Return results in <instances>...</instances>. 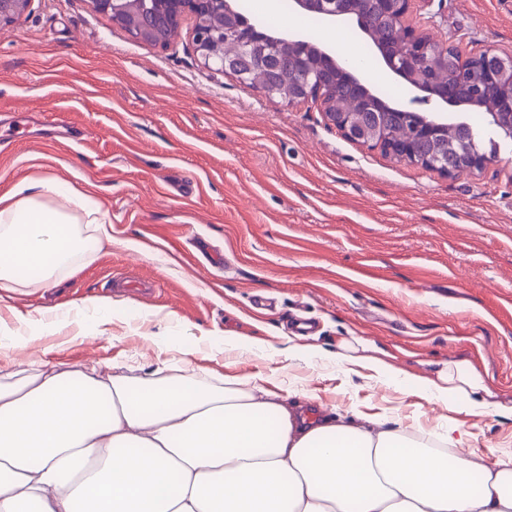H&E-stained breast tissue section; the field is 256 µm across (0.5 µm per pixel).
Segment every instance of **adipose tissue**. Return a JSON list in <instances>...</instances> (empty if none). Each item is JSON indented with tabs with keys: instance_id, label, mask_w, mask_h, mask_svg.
<instances>
[{
	"instance_id": "1",
	"label": "adipose tissue",
	"mask_w": 512,
	"mask_h": 512,
	"mask_svg": "<svg viewBox=\"0 0 512 512\" xmlns=\"http://www.w3.org/2000/svg\"><path fill=\"white\" fill-rule=\"evenodd\" d=\"M55 180L0 195V294L51 288L111 242L103 206ZM430 399L493 409L486 372L451 361ZM176 476L168 487V476ZM512 512V457L483 464L412 440L399 423L307 418L263 379L207 385L156 367L39 364L0 382V512Z\"/></svg>"
}]
</instances>
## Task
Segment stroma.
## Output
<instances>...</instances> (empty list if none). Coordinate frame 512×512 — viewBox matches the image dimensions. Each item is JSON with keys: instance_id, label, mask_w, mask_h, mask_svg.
<instances>
[{"instance_id": "obj_1", "label": "stroma", "mask_w": 512, "mask_h": 512, "mask_svg": "<svg viewBox=\"0 0 512 512\" xmlns=\"http://www.w3.org/2000/svg\"><path fill=\"white\" fill-rule=\"evenodd\" d=\"M417 20L466 53L512 49V0H433ZM447 113L496 141V162L444 175L396 160L348 140L315 102H275L204 67L187 34L165 49L132 41L88 0H32L0 25V131L34 115L83 137H16L0 152V195L50 175L60 196L102 203L112 243L56 287L0 300V319L98 296L122 310L107 323L87 313L90 339L46 336L19 361L259 376L287 401L307 394L312 412L412 432L451 424L475 449L511 454L512 142L479 113ZM301 306L320 323L300 339L316 358L288 350ZM350 336L382 351L388 372L336 364ZM451 359L487 371L498 410L427 397L423 379Z\"/></svg>"}]
</instances>
